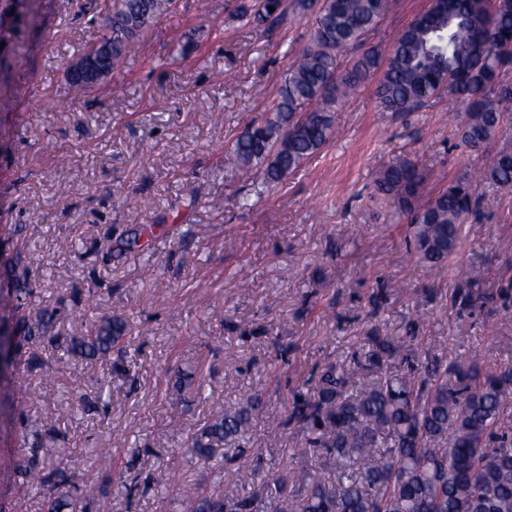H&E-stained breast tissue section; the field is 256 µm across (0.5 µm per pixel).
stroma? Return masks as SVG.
<instances>
[{
  "instance_id": "1",
  "label": "stroma",
  "mask_w": 512,
  "mask_h": 512,
  "mask_svg": "<svg viewBox=\"0 0 512 512\" xmlns=\"http://www.w3.org/2000/svg\"><path fill=\"white\" fill-rule=\"evenodd\" d=\"M242 2L179 0L142 53L74 100L68 66L111 0H0V319L49 313V334L70 338L106 318L135 329L118 360L92 365L37 339L0 369V512L23 494L41 512L19 466L25 436L51 420L74 468L101 486L96 512H177L171 491L132 497L118 477L170 463L204 480L210 467L190 435L213 401L261 398L248 457L280 472L299 465L293 430L279 425L293 394L375 337L398 339L415 322L448 361L512 363V191L483 196L436 272L412 260L406 225L371 196L379 169L406 158L429 196L479 166L447 99L394 114L369 83L337 106L335 135L283 184L225 167L312 26L290 10L255 25L237 18ZM428 5L396 0L369 42L389 48ZM187 181L196 201L181 192ZM142 224L149 246L110 252ZM20 288L35 291L25 309ZM116 429L126 439L117 448Z\"/></svg>"
}]
</instances>
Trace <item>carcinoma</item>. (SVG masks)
I'll list each match as a JSON object with an SVG mask.
<instances>
[{"instance_id":"obj_1","label":"carcinoma","mask_w":512,"mask_h":512,"mask_svg":"<svg viewBox=\"0 0 512 512\" xmlns=\"http://www.w3.org/2000/svg\"><path fill=\"white\" fill-rule=\"evenodd\" d=\"M499 2L495 9L493 0H431L384 52L367 35L394 0H294L293 9L313 17L308 42L267 115L236 136L227 164L255 169L263 185H278L327 144L336 104L376 73L386 112H412L443 97L463 103L459 141L486 154L481 167L423 204L425 177L411 161L382 167L374 183V195L407 219L416 262L433 270L446 265L461 224L479 208L477 187L512 190V143L498 141L512 118V84L501 82L512 66V54L502 51L512 43V0ZM176 14L177 0H112L97 41L109 46L115 68L156 20ZM240 14L259 24L283 17L280 0H254ZM350 47L358 55L342 69L339 55ZM36 330L17 336L0 329V336L15 352ZM131 339L132 328L115 318L65 346L98 360L121 353ZM422 348L413 332L395 344L381 341L370 353L325 363L312 391L295 394L281 425L295 428L292 455L317 461L314 470L264 474L250 493L222 469V494L184 482L170 465L150 481L175 491L182 512H512V365L484 371L475 360L449 364ZM394 356L402 370L391 374L387 361ZM261 407L257 396L234 407L213 403L208 421L191 436L193 453L205 463L223 448L246 455L241 443ZM32 437L35 453L53 446L56 466L28 463L23 484L42 491L44 512H88L97 490L88 481L71 483L70 449L49 430Z\"/></svg>"}]
</instances>
